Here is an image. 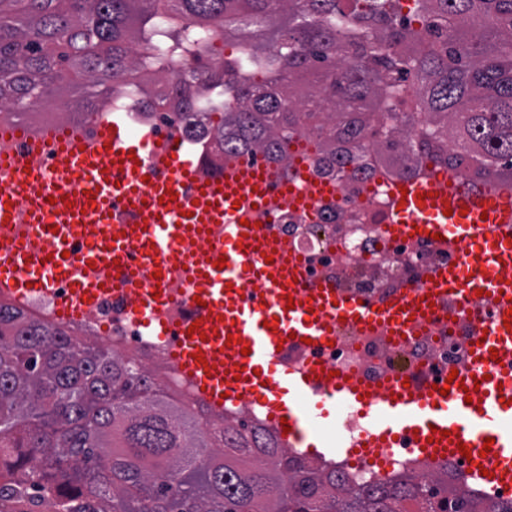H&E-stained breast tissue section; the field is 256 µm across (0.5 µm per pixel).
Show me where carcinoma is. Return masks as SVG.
Returning a JSON list of instances; mask_svg holds the SVG:
<instances>
[{"label": "carcinoma", "mask_w": 512, "mask_h": 512, "mask_svg": "<svg viewBox=\"0 0 512 512\" xmlns=\"http://www.w3.org/2000/svg\"><path fill=\"white\" fill-rule=\"evenodd\" d=\"M410 2L404 17L401 0H0V102L30 112L69 92L86 112L126 82L189 114L226 89V153L280 161L301 124L512 186V0ZM218 39L278 52L229 74L207 62ZM202 420L151 369L0 305V512H512L446 470L363 484L243 419L206 439Z\"/></svg>", "instance_id": "1"}]
</instances>
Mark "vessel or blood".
I'll return each mask as SVG.
<instances>
[{
	"mask_svg": "<svg viewBox=\"0 0 512 512\" xmlns=\"http://www.w3.org/2000/svg\"><path fill=\"white\" fill-rule=\"evenodd\" d=\"M94 122L90 142L73 127L12 130L20 149L0 155V301L22 306L62 286L55 318L67 322L123 299L145 335L167 342L198 400L219 413L263 409L282 447L317 455L311 426L355 412L366 421L346 451L356 463L385 472L404 452L426 464L458 461L486 488H512L511 188L468 193L443 172L388 185L390 234L443 235L460 259L377 303L304 282L287 247L252 226L272 198H307L297 185L272 186L270 167L208 168L181 142L152 150L150 136L114 113ZM176 273L190 297L172 318ZM479 301L469 361L451 384L400 371L367 382L319 362L298 369L279 350L292 334L318 349L340 325L403 332Z\"/></svg>",
	"mask_w": 512,
	"mask_h": 512,
	"instance_id": "obj_1",
	"label": "vessel or blood"
}]
</instances>
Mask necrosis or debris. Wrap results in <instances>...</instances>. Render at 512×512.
<instances>
[{
	"label": "necrosis or debris",
	"instance_id": "necrosis-or-debris-1",
	"mask_svg": "<svg viewBox=\"0 0 512 512\" xmlns=\"http://www.w3.org/2000/svg\"><path fill=\"white\" fill-rule=\"evenodd\" d=\"M99 111L122 113L135 132L159 137L179 136L188 148L217 162V131L224 121L220 111H200L195 124L176 118L171 111L154 107L134 86H122L98 106ZM23 125L35 131L48 125L72 124L94 137L96 127L87 112H0V129ZM291 151L299 167H307L315 181L331 185L330 195L305 209L272 205L258 215V223L278 238L295 258L309 282L322 281L351 289L380 302L409 287L423 286L433 270L454 265L457 255L426 239L392 238L387 234L388 199L383 185L403 179V165L377 143L355 150L356 172L337 168L326 147L309 141L305 128L293 132ZM299 167L274 168L275 179L298 178ZM445 321H432L407 334L340 329L333 345L313 352L288 347L284 358L300 366L318 360L349 375L375 381L396 370L431 373L466 363L471 338L458 309ZM69 330L118 351L136 362L159 370L165 386L188 396L186 384L168 363L164 342L141 334L123 300L104 301L92 314L68 322Z\"/></svg>",
	"mask_w": 512,
	"mask_h": 512
}]
</instances>
